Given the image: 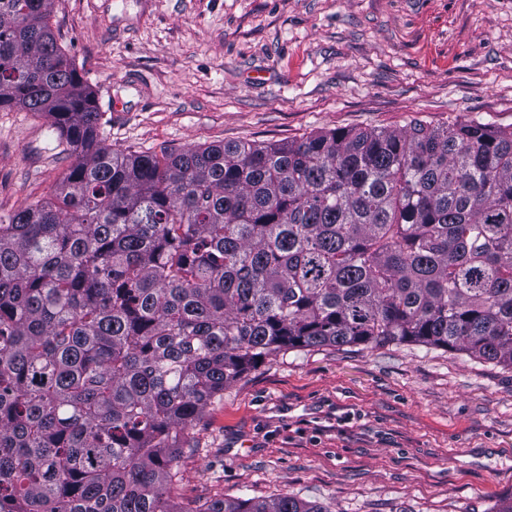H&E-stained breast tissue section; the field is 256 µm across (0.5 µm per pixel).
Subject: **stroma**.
Segmentation results:
<instances>
[{"label": "stroma", "instance_id": "stroma-1", "mask_svg": "<svg viewBox=\"0 0 512 512\" xmlns=\"http://www.w3.org/2000/svg\"><path fill=\"white\" fill-rule=\"evenodd\" d=\"M106 144L161 154L318 130L512 126V0H54ZM73 159L0 110V215ZM184 449L180 506L288 493L332 512H492L512 500V368L419 344L271 355Z\"/></svg>", "mask_w": 512, "mask_h": 512}]
</instances>
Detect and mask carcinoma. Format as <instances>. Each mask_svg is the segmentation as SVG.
I'll return each mask as SVG.
<instances>
[{
	"label": "carcinoma",
	"mask_w": 512,
	"mask_h": 512,
	"mask_svg": "<svg viewBox=\"0 0 512 512\" xmlns=\"http://www.w3.org/2000/svg\"><path fill=\"white\" fill-rule=\"evenodd\" d=\"M50 5L0 0V109L75 156L54 198L0 217V512H330L166 489L208 402L270 354L512 366V127L115 151Z\"/></svg>",
	"instance_id": "cac0c4a2"
}]
</instances>
